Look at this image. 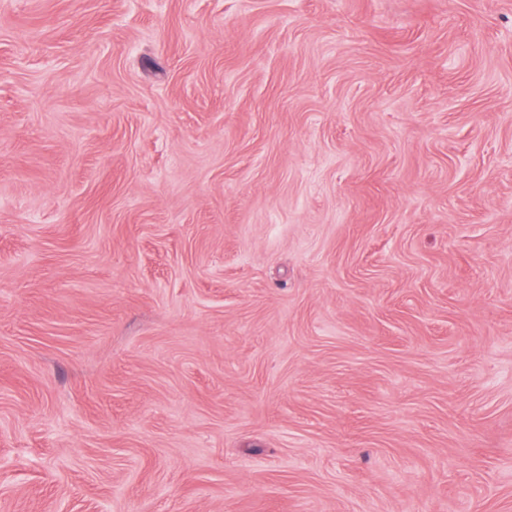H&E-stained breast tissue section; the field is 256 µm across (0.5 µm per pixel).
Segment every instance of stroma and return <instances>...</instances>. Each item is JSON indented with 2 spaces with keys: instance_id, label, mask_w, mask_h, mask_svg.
Returning <instances> with one entry per match:
<instances>
[{
  "instance_id": "obj_1",
  "label": "stroma",
  "mask_w": 512,
  "mask_h": 512,
  "mask_svg": "<svg viewBox=\"0 0 512 512\" xmlns=\"http://www.w3.org/2000/svg\"><path fill=\"white\" fill-rule=\"evenodd\" d=\"M0 512H512V0H0Z\"/></svg>"
}]
</instances>
